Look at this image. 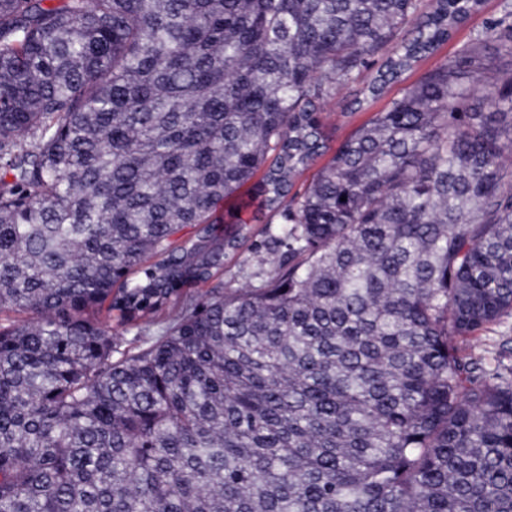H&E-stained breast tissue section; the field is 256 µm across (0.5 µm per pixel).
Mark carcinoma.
Here are the masks:
<instances>
[{
	"label": "carcinoma",
	"instance_id": "1",
	"mask_svg": "<svg viewBox=\"0 0 512 512\" xmlns=\"http://www.w3.org/2000/svg\"><path fill=\"white\" fill-rule=\"evenodd\" d=\"M483 5L0 0V512H512V0L289 195ZM499 11L500 0H485L482 11L472 16L465 26L458 29L448 43L443 44L434 55L417 63L411 71L403 76L401 82L386 88L381 97L370 100L362 109L351 110L347 108L346 98H352L365 87L371 72L364 71L357 82L351 84L348 88L343 89L336 95V105L334 107L330 106V112H325L324 114L326 130L330 136L329 146L331 150L325 157L318 159L316 163L296 181L290 191V195L302 191L303 187L311 181L312 176L325 163L331 153L358 128L369 123L376 112L384 109L393 98L400 96L403 88L416 81L427 70L453 58L457 51L468 40L470 31L480 28L486 19L498 15ZM250 240L239 249L234 255H230L224 262V273L214 278L203 290L220 286L225 290L242 288L254 281V274L263 268L268 271V265H261L263 255L254 253L251 243L261 236V229L264 224L251 222ZM112 316V336L120 339L121 349H136L147 345L156 338L157 323L147 321L141 323L139 327H129L121 325L115 317ZM476 336V353L488 365L505 369V373L512 379V373L509 374L512 368V315H505L499 322L480 331Z\"/></svg>",
	"mask_w": 512,
	"mask_h": 512
}]
</instances>
